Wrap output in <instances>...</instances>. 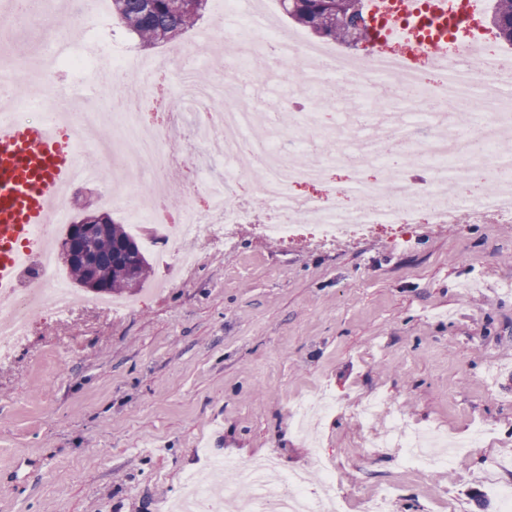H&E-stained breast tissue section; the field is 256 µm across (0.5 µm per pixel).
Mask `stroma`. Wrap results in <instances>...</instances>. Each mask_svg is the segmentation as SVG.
<instances>
[{
    "mask_svg": "<svg viewBox=\"0 0 512 512\" xmlns=\"http://www.w3.org/2000/svg\"><path fill=\"white\" fill-rule=\"evenodd\" d=\"M110 179L78 192L124 220ZM232 248L187 240L199 263L170 274L148 253L134 310L43 308L0 365V512H170L210 458L259 457L336 471L347 512L394 490L391 512H497L483 475L512 484V223L384 225L285 241L254 225ZM328 388L340 411L297 433L290 398ZM379 393L414 425L451 439L492 428L446 469L405 473L357 414Z\"/></svg>",
    "mask_w": 512,
    "mask_h": 512,
    "instance_id": "obj_1",
    "label": "stroma"
}]
</instances>
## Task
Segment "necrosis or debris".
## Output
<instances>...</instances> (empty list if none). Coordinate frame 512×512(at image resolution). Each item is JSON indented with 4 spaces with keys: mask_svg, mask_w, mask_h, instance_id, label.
Here are the masks:
<instances>
[{
    "mask_svg": "<svg viewBox=\"0 0 512 512\" xmlns=\"http://www.w3.org/2000/svg\"><path fill=\"white\" fill-rule=\"evenodd\" d=\"M102 0H75L71 10L57 9L53 0H36L37 7L26 16H0V40L9 41L14 30L52 22L62 31L103 30ZM229 41L245 46V53L225 58L224 67L241 72L252 56L265 54L268 46L283 43V31L273 27L263 31L241 26L229 34ZM292 44L290 62L302 70L305 94H297L293 82L282 83L275 91L278 99L294 106V121L288 133H276L254 143L253 130L264 120V103H242L229 99L223 81L199 88L185 87L191 119L176 112L167 89V76L185 52L172 49L153 58L149 82L156 109L166 120L150 132H142V114L135 111L140 95L126 87L123 100L129 109L119 118L133 132L132 148L118 150L108 144L104 162L114 174L119 189L117 199L138 223L148 225L147 245L164 240L171 269L196 262L197 254L183 252L185 237L200 240L212 237L217 224L232 228L252 223L256 211H263L265 231L275 237L290 235L299 225L312 224L319 237L331 240L349 236L380 224H465L478 217L512 220V155L495 146L497 136L512 132V93L498 89V76H512V57L503 52L486 56L470 51L456 34L448 38L445 63L421 56L410 68H402L405 56L401 42L373 40L368 51L357 53L339 47L314 45L299 37ZM113 70L134 68L137 60L123 46H113L109 56L86 49L55 56V73L69 88L97 85L103 76V62ZM390 76L404 91V105L416 117L415 126L389 128L386 135L362 136L348 114L340 113L332 127H324L323 115L314 110L327 87L341 84L355 96H365L377 79ZM335 133L337 142L364 140L377 168L378 177L366 176L362 157L348 182L312 195L296 191L300 185H318L327 169L335 167V151L327 149L321 158L305 165L295 164L292 152L304 146L307 137H327ZM224 140V174L211 176L214 161L207 150L212 135ZM181 139L191 146L188 155L163 151L165 143ZM252 164L259 178L255 191L243 171ZM180 165L185 173V191L179 202H170L164 191L163 175ZM492 175L496 190L474 191L473 176ZM149 175L155 191L149 203H142L135 174ZM41 294L58 318H67L75 304L88 310L115 312L117 303L98 296L74 301L65 288L53 258L42 256L27 271L25 286L10 308L0 309V361L10 359L28 342L30 327L38 313L33 294ZM388 445L402 451L411 471L424 472L453 464L455 453L439 448L432 433L408 426L399 413H392ZM320 491L307 492V479L297 471L276 470L271 462L254 461L243 481L223 484L222 469H214L209 484L186 479L187 494L182 502L186 512H208L215 484H223L225 496L242 499L246 512H345L336 496V475L324 458H317Z\"/></svg>",
    "mask_w": 512,
    "mask_h": 512,
    "instance_id": "1",
    "label": "necrosis or debris"
}]
</instances>
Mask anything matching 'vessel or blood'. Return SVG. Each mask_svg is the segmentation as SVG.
Listing matches in <instances>:
<instances>
[{"mask_svg": "<svg viewBox=\"0 0 512 512\" xmlns=\"http://www.w3.org/2000/svg\"><path fill=\"white\" fill-rule=\"evenodd\" d=\"M472 0H387L375 25L378 38L416 35L418 49L442 58L450 33L468 24ZM61 113L47 120L0 119V303H10L21 269L45 244L36 230L49 223L77 170L76 147L60 139Z\"/></svg>", "mask_w": 512, "mask_h": 512, "instance_id": "1", "label": "vessel or blood"}]
</instances>
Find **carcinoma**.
Listing matches in <instances>:
<instances>
[{
  "label": "carcinoma",
  "instance_id": "1",
  "mask_svg": "<svg viewBox=\"0 0 512 512\" xmlns=\"http://www.w3.org/2000/svg\"><path fill=\"white\" fill-rule=\"evenodd\" d=\"M208 0H112V13L126 27L128 35L142 46L170 42L192 28L202 17ZM284 10L298 25L320 37L346 45L352 40H369L368 29L360 24L361 0H283ZM489 23L498 38L512 45V0H491ZM104 235L87 247V263L109 276L104 293L124 294L129 279L141 284L149 262L140 248L126 253L121 245L135 242L126 225L108 216Z\"/></svg>",
  "mask_w": 512,
  "mask_h": 512
}]
</instances>
